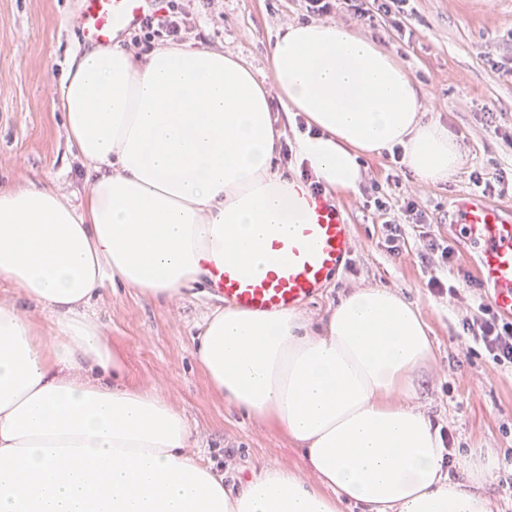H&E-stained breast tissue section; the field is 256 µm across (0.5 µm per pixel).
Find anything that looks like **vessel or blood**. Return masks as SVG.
Instances as JSON below:
<instances>
[{"label":"vessel or blood","instance_id":"obj_1","mask_svg":"<svg viewBox=\"0 0 512 512\" xmlns=\"http://www.w3.org/2000/svg\"><path fill=\"white\" fill-rule=\"evenodd\" d=\"M147 10L148 0H82L79 29L87 45H104L137 25ZM304 197V224L288 240L271 243L273 251L287 252V261L270 263L259 276L251 274L241 258L215 270V284L225 302L268 313L297 308L345 267L354 239L340 204L323 191L309 189ZM454 223L476 249L475 276L489 302L512 320V208L475 196L459 207Z\"/></svg>","mask_w":512,"mask_h":512}]
</instances>
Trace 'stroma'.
Returning <instances> with one entry per match:
<instances>
[{"label":"stroma","mask_w":512,"mask_h":512,"mask_svg":"<svg viewBox=\"0 0 512 512\" xmlns=\"http://www.w3.org/2000/svg\"><path fill=\"white\" fill-rule=\"evenodd\" d=\"M412 7L414 43L405 53L382 20L352 22L340 11L332 20L352 25L398 58L423 90L422 112L456 135L463 165L447 182L430 184L397 170L386 155L364 158L359 188L336 194L352 226L353 253L301 312L316 328L354 289L382 286L400 292L419 308L434 345L433 361L416 373L412 406L448 434L454 463L493 453L500 471L512 456V368H492L479 348L464 358L469 338L462 320L472 309L471 295L458 301L432 295L429 271L415 257L417 238H408L402 254H390L382 218L365 202L374 180L387 199L420 197L433 234L454 247L462 268L472 270L474 249L451 217L475 194L472 172L512 174V146L503 140L512 134V82L491 66L495 60L512 62V0H413ZM78 12L79 0H0L1 190L42 180L73 204L91 190L57 106L70 59L85 49ZM303 19L297 0H214L196 16L186 41L240 56L268 83L269 49L279 27ZM491 104L498 110L493 120L485 113ZM394 173L399 182H390ZM216 305L199 287L159 302L138 289L118 287L107 289L92 310L107 340L123 351L129 380L157 391L184 415L193 456L223 474L226 487L238 488L267 467L287 468L313 481L285 432L234 408L209 387L192 340ZM499 471L484 492L492 512H512V488L500 484Z\"/></svg>","instance_id":"1"}]
</instances>
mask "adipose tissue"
<instances>
[{"label":"adipose tissue","mask_w":512,"mask_h":512,"mask_svg":"<svg viewBox=\"0 0 512 512\" xmlns=\"http://www.w3.org/2000/svg\"><path fill=\"white\" fill-rule=\"evenodd\" d=\"M269 69L306 120L299 161L327 188L355 189L362 158L397 146L421 181L459 170L420 87L348 26L283 25ZM59 106L92 181L84 203L39 181L0 190V279L50 314L43 334L0 300V512H491L496 460L451 477L438 428L408 404L433 342L384 287L343 297L319 333L294 309L207 314L195 354L211 389L282 427L317 481L267 468L234 491L195 460L184 415L128 382L91 305L116 286L170 299L228 259L257 274L287 260L268 244L303 223L302 181L278 169L268 90L233 54L181 44L140 59L118 36L73 56Z\"/></svg>","instance_id":"obj_1"}]
</instances>
